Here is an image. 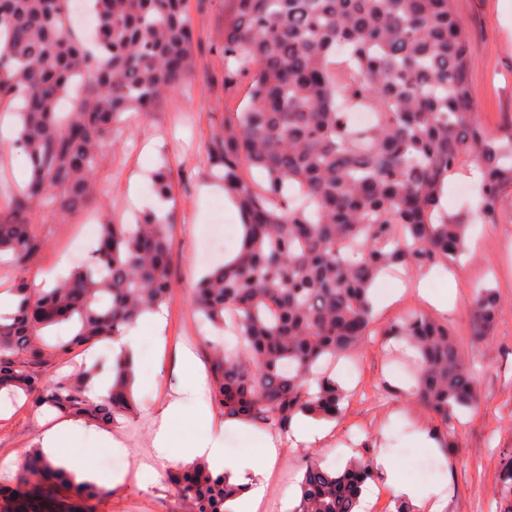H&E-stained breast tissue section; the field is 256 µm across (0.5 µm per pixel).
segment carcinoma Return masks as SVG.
I'll return each instance as SVG.
<instances>
[{"label": "carcinoma", "instance_id": "cac0c4a2", "mask_svg": "<svg viewBox=\"0 0 512 512\" xmlns=\"http://www.w3.org/2000/svg\"><path fill=\"white\" fill-rule=\"evenodd\" d=\"M224 23L227 77L250 78L247 104L224 113L205 164L237 203V254L192 288L193 315L224 335L209 348L211 397L224 417L282 435L294 419H334L346 391L329 365L371 336L394 339L414 356L409 395L445 427L481 400L473 363L448 323L417 309L375 325L372 287L390 269L415 277L468 252L469 224L442 206L463 158L481 174L475 220L496 224L512 191V131L479 120L469 86L466 28L452 0H231ZM88 38L71 33L72 0H5L0 9V107L19 99L14 139L30 175L0 177V265L14 272L11 311L0 313V402L23 401L110 426L135 412L133 360L42 371L80 348L115 341L166 303L172 223L151 211L137 223L100 217L93 257L50 288L19 273L44 239L34 209L76 213L97 191L102 146L124 113L148 110L182 90L195 67L185 0H91ZM356 66L340 86L336 57ZM375 113L351 129L340 101ZM173 192L171 171L153 183ZM502 301L477 289L470 336L491 335ZM112 378L93 398L90 382ZM379 479L373 459L344 468L307 466L293 512H359L364 485ZM495 512H512V454L498 474ZM191 512H231L245 488L197 460L168 471ZM20 512L46 504L32 495L68 478L35 449L15 475Z\"/></svg>", "mask_w": 512, "mask_h": 512}]
</instances>
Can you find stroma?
<instances>
[{"mask_svg":"<svg viewBox=\"0 0 512 512\" xmlns=\"http://www.w3.org/2000/svg\"><path fill=\"white\" fill-rule=\"evenodd\" d=\"M469 38L471 95L484 126L491 131L512 119V10L506 0H453ZM227 0H212L206 13L195 21L196 68L191 81L179 94L166 97L148 112L126 114L115 131L116 143L107 149V160L97 179L102 196L97 204L76 214L37 210L32 222L45 240V251L29 267L28 280L51 282L66 274L77 257L86 255L95 236L88 233L86 217H98L100 208H111L116 218L133 223L142 199L150 195L149 180L142 171L168 165L175 188L169 212L172 227V290L161 313L166 319L164 344L150 332H142L138 347V410L130 417L116 418L109 431L72 421L70 435L56 443L58 454L75 465L90 464L105 470L110 457L130 459L122 484L107 488L104 496L91 500L77 495L68 485L47 486L59 512H187L186 505L164 477V465L142 460V449L152 447L161 411L174 399L179 378L173 367L182 349L205 359L198 325L190 306L194 283L210 268L222 264L240 241L238 212L217 191L204 166L207 142L214 125L235 108L224 91V21ZM463 163L449 179L443 204L449 215L472 218L469 199L475 198L477 182ZM502 217L495 224L474 227L472 257L454 276L426 280L434 293H447L448 305L439 316L448 320L466 355L476 364L481 390L478 406L461 411L449 435L451 447L443 454L420 448L418 432L435 430L425 408L414 398H373L370 388L385 380L407 387L408 376L388 344L376 340L352 360L336 367L348 387L366 384L360 397L350 398L336 420V432L321 447L294 448L281 441L274 467L264 475L244 471L241 482L260 486L264 498L260 512H289L288 499L305 470L307 461L328 467L348 458L385 450L399 474L417 482L422 490L438 485L450 491L445 512H487L498 496L499 461L512 451V192L502 202ZM497 288L502 308L494 333L480 344L470 339L465 313L476 288ZM56 415L28 406L0 411V477L15 474L27 455L41 448L45 429L57 423Z\"/></svg>","mask_w":512,"mask_h":512,"instance_id":"1","label":"stroma"}]
</instances>
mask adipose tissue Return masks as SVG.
Wrapping results in <instances>:
<instances>
[{"label": "adipose tissue", "instance_id": "1", "mask_svg": "<svg viewBox=\"0 0 512 512\" xmlns=\"http://www.w3.org/2000/svg\"><path fill=\"white\" fill-rule=\"evenodd\" d=\"M196 432L193 436L190 451L195 455L205 456L211 469L225 472L228 478H235L245 469H252L254 473H262L271 468L277 456V440L272 435H263V450L260 454H253L244 450L238 453L227 452L223 441L212 433V418L208 409H201L194 419ZM373 465L386 485L395 487L396 491L410 500L413 505L428 503L429 512H444L449 502L447 488L440 487L434 490L431 501H424L422 494L416 486L402 480L398 474L392 458L387 453H380L374 457Z\"/></svg>", "mask_w": 512, "mask_h": 512}]
</instances>
